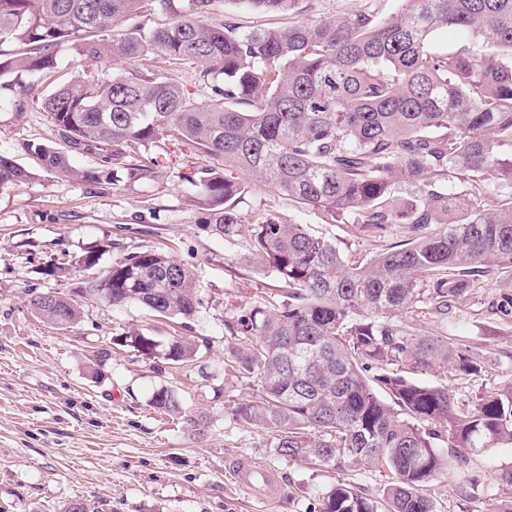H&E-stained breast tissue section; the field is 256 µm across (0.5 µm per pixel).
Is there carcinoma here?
<instances>
[{
  "mask_svg": "<svg viewBox=\"0 0 512 512\" xmlns=\"http://www.w3.org/2000/svg\"><path fill=\"white\" fill-rule=\"evenodd\" d=\"M144 0H0V77L59 72L57 48L83 62L131 63L153 56L166 67L99 78L61 76L40 100L64 149L30 144L44 169L96 186H132L158 162L128 156L171 133L265 180L334 222L382 238L393 224L407 239L363 266L304 224L267 215L254 228L244 262L275 275L283 300L241 320L228 366L256 387L232 408L241 426L272 432L276 452L336 471L387 467L393 481L378 500L337 482L320 512H438L423 487L463 470L489 448L512 447V385L475 395L466 410L445 386L416 376L439 362L479 377L486 362L448 337L418 335L403 315L428 303L439 314L466 303L475 277L512 271V0H404L402 11L261 29L211 20L214 0H187L171 21L112 37V22L137 14ZM245 11L289 12L297 0H231ZM453 27L465 43L434 50L431 34ZM196 65L202 102L171 76ZM95 150L96 166L78 171L69 153ZM499 180L485 204L489 176ZM34 174L0 154V186ZM457 178L462 188L451 191ZM198 224L230 239L247 223L236 209L242 186L207 169L195 179ZM77 292L122 307L188 319L198 298L193 273L159 251L127 256L79 282ZM46 322L67 327L81 311L69 298L30 299ZM142 354L150 336L125 337ZM196 347L173 337L163 358L194 360ZM153 408L179 413L160 388ZM448 433V448L434 443ZM508 494L512 465L486 487Z\"/></svg>",
  "mask_w": 512,
  "mask_h": 512,
  "instance_id": "cac0c4a2",
  "label": "carcinoma"
}]
</instances>
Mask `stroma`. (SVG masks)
I'll return each instance as SVG.
<instances>
[{
    "mask_svg": "<svg viewBox=\"0 0 512 512\" xmlns=\"http://www.w3.org/2000/svg\"><path fill=\"white\" fill-rule=\"evenodd\" d=\"M375 2L380 16L402 9V0H299L301 20L335 19ZM20 84L0 86L11 104L0 107V153L35 172L27 185L0 187V512H62L83 498L108 504L112 512H319L322 496L337 478L380 497L392 480L384 468L344 474L276 453L271 432L239 426L231 409L251 396L244 379L224 369L237 340L231 329L257 307H268L278 290L273 274L241 264L250 249V228L231 240L198 226V193L192 174L220 165L170 136L137 147L159 162L160 179L105 190L56 177L26 154L29 142L48 143L56 131ZM24 107H15V100ZM227 177L243 192L237 208L247 218L275 214L309 225L336 240L351 261L376 255L382 245L404 240L401 225L385 238L349 224H329L288 195L228 167ZM111 249H104V242ZM101 250L97 271L137 252L163 250L197 277L200 305L191 318L165 319L140 306L112 307L79 298L78 322L58 328L30 307L32 293L72 295L85 276L78 260ZM64 267L49 278L47 264ZM512 297V276L492 272L475 282L466 304L441 316L420 305L406 322L419 334L448 337L455 346L485 358L490 369L478 378L451 376L438 364L421 381L448 386L456 401L512 384V316L499 306ZM141 333L167 343L173 336L197 345L194 361L174 365L124 344ZM110 355L95 364L98 352ZM183 403L177 414L155 410L159 388ZM249 459L273 469L279 495L266 500L237 484L235 463ZM512 463V448L474 456L467 473L451 472L425 492L439 512H494L497 501L458 490L466 476L491 482L494 470Z\"/></svg>",
    "mask_w": 512,
    "mask_h": 512,
    "instance_id": "35a3bbf8",
    "label": "stroma"
}]
</instances>
